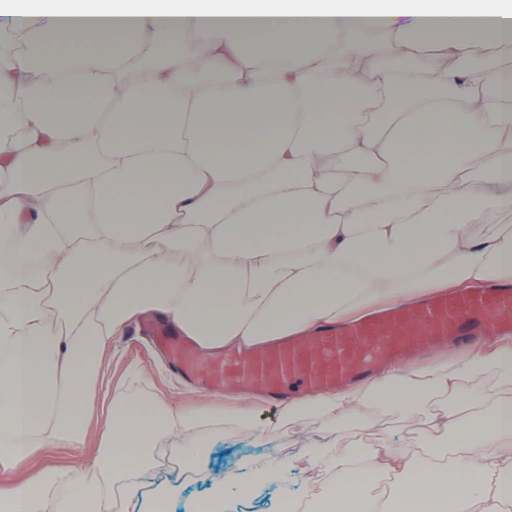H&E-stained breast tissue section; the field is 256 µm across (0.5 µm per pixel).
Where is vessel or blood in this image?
I'll return each mask as SVG.
<instances>
[{"instance_id": "1", "label": "vessel or blood", "mask_w": 512, "mask_h": 512, "mask_svg": "<svg viewBox=\"0 0 512 512\" xmlns=\"http://www.w3.org/2000/svg\"><path fill=\"white\" fill-rule=\"evenodd\" d=\"M142 329L186 376L211 390L262 392L274 403L291 392L324 393L376 373L418 346L512 334V286H476L345 323L330 324L306 340L270 344L258 351H227L201 362L193 345L146 320Z\"/></svg>"}]
</instances>
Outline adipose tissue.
<instances>
[{"instance_id":"ef3b65f1","label":"adipose tissue","mask_w":512,"mask_h":512,"mask_svg":"<svg viewBox=\"0 0 512 512\" xmlns=\"http://www.w3.org/2000/svg\"><path fill=\"white\" fill-rule=\"evenodd\" d=\"M10 2L42 23L23 51L0 45V468L28 474L0 484V512H76L116 488L130 497L160 443L191 458L224 430L251 429L241 408L132 401L145 384L133 371L112 390L95 482L30 470L36 455L82 445L100 352L141 313L216 352L448 284L512 283V229L490 221L512 207V70L468 53L473 28L512 41V0ZM389 28L394 64L361 38ZM131 36L162 57L122 84L99 50ZM51 41L76 54L41 78L31 60ZM314 41L324 55L305 52ZM487 372L502 397L464 399L461 381ZM372 397L410 415L433 407L432 430L409 458L327 462L326 512H512L494 488L512 479V455L458 466L479 443L512 444V339L458 362L396 363L284 413L347 418ZM365 462L392 477L390 498L350 481Z\"/></svg>"}]
</instances>
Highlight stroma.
I'll list each match as a JSON object with an SVG mask.
<instances>
[{
	"label": "stroma",
	"instance_id": "obj_1",
	"mask_svg": "<svg viewBox=\"0 0 512 512\" xmlns=\"http://www.w3.org/2000/svg\"><path fill=\"white\" fill-rule=\"evenodd\" d=\"M132 370L148 379L149 393L167 399L176 407H220L239 403L250 409L256 428L213 438L200 448L196 462L181 468H169L159 460H152L141 476L139 494L128 500L125 512H154L155 494L162 488L172 491L167 512H196L198 503L209 498L215 484L223 482L225 472H235L238 478L244 479L252 466L277 470L279 477L260 487L250 498L226 499L224 512H282V502L289 496L304 498L316 505L320 502V488L301 486L280 474L282 453L298 459L317 454L325 460L336 461L357 450L391 448L408 456L428 427L426 417L404 418L397 405L373 397L361 415L298 429L283 418L281 406L256 400L252 395L230 391L215 393L201 388L173 366L165 364L163 356L131 330L115 338L101 355L98 399H106L112 387L122 383ZM108 421L106 410L97 408L88 421L81 447L51 449L37 456L33 467L98 461L101 435Z\"/></svg>",
	"mask_w": 512,
	"mask_h": 512
}]
</instances>
